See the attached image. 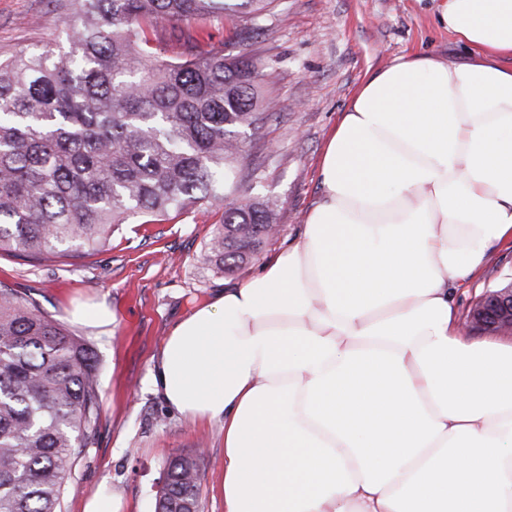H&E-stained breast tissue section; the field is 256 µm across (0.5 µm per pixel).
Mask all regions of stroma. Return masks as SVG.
Returning <instances> with one entry per match:
<instances>
[{"label":"stroma","instance_id":"stroma-1","mask_svg":"<svg viewBox=\"0 0 512 512\" xmlns=\"http://www.w3.org/2000/svg\"><path fill=\"white\" fill-rule=\"evenodd\" d=\"M68 15L64 0H0V57L57 41ZM211 32L225 55L259 56L263 90L277 103L262 143L252 153L258 195L279 202V233L252 262L224 273L207 260L218 214L195 211L156 224L132 218L94 255L31 263L0 254V284L34 301L74 336L89 341L99 366L100 418L91 444L73 469L63 512H81L98 487L122 495L127 512H154L165 464L177 456L200 460V512H224L217 486L224 469V436L217 423L172 412L148 386L153 358L170 328L229 279L259 271L270 254L293 242L323 195L320 159L328 138L368 73L400 56L427 53L456 63L468 52L437 22L436 0H276L240 42L229 23ZM512 275V238L455 297L458 313ZM106 303L115 320L96 328L73 322V306Z\"/></svg>","mask_w":512,"mask_h":512}]
</instances>
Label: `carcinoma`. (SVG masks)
<instances>
[{"instance_id":"cac0c4a2","label":"carcinoma","mask_w":512,"mask_h":512,"mask_svg":"<svg viewBox=\"0 0 512 512\" xmlns=\"http://www.w3.org/2000/svg\"><path fill=\"white\" fill-rule=\"evenodd\" d=\"M274 0H70L68 49L0 59V253L82 258L138 215L221 213L209 258L242 267L250 233L278 220L252 200V155L273 101L249 54L228 58L211 19L248 21ZM93 347L0 288V512H61L99 421ZM166 470L169 497L199 504V459Z\"/></svg>"}]
</instances>
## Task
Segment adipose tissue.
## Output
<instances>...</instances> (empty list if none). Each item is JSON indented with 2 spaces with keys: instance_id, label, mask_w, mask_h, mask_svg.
I'll return each instance as SVG.
<instances>
[{
  "instance_id": "1",
  "label": "adipose tissue",
  "mask_w": 512,
  "mask_h": 512,
  "mask_svg": "<svg viewBox=\"0 0 512 512\" xmlns=\"http://www.w3.org/2000/svg\"><path fill=\"white\" fill-rule=\"evenodd\" d=\"M468 62L372 73L295 244L194 305L150 383L224 429V512H512V345L452 294L512 234V0H440Z\"/></svg>"
}]
</instances>
